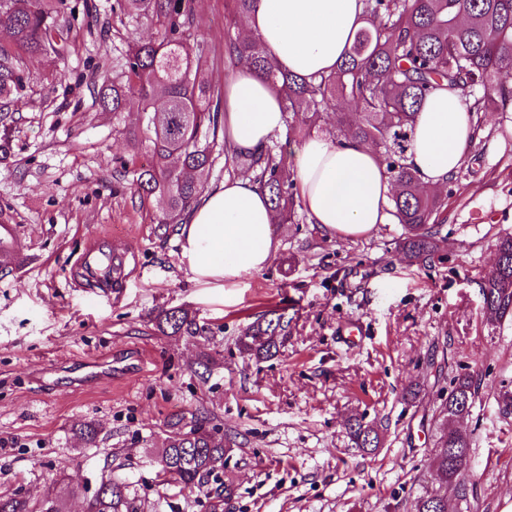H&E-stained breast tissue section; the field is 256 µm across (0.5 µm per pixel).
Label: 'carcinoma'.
<instances>
[{
	"label": "carcinoma",
	"mask_w": 512,
	"mask_h": 512,
	"mask_svg": "<svg viewBox=\"0 0 512 512\" xmlns=\"http://www.w3.org/2000/svg\"><path fill=\"white\" fill-rule=\"evenodd\" d=\"M259 0H229L228 20L250 14ZM366 26L354 36L336 69L311 77L285 72L256 35L227 28L225 56L233 68L246 67L285 95L288 131L303 138L326 132L335 142L366 141L378 149L382 165L398 184L392 209L403 227L399 249L421 265L434 261L438 223L445 200L425 191L409 162L413 121L425 98L446 86L457 91L477 119L495 102H512V88L498 82L512 73V0H363ZM65 0H0V20L9 39L0 42V102L19 100L27 87L26 60L41 56L53 64L65 59L60 15ZM120 22L146 20L155 30L147 40L130 39L112 66V85L101 87L100 105L119 115L133 105L137 125L125 130L132 145L151 153L147 166L138 156L122 163L136 192L159 195L160 224H173L199 203L204 173L214 166L224 132V94L208 74V57L194 27V0H115ZM353 103L358 111L349 112ZM238 173L253 177L268 195L274 222H295L299 192L294 175L274 145L232 157ZM484 309L490 317L512 318V234L498 238L496 260L483 276ZM156 327L169 336H202L205 330L182 309L159 311ZM285 313L269 310L245 329L240 352L257 361L274 356L288 338ZM479 385L473 375L455 379L441 413L450 423L470 412ZM357 448H377L378 429L363 419L348 423ZM472 438L445 426L433 448L439 487L418 500L417 512H448L444 493L455 484L465 491ZM224 433L194 421L172 424L162 447L147 463L177 494L224 484ZM90 512H137L134 485L112 471L102 475L88 502ZM0 512H63L62 501L32 503L17 491L0 496Z\"/></svg>",
	"instance_id": "cac0c4a2"
}]
</instances>
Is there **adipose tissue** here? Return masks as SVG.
<instances>
[{
	"instance_id": "ef3b65f1",
	"label": "adipose tissue",
	"mask_w": 512,
	"mask_h": 512,
	"mask_svg": "<svg viewBox=\"0 0 512 512\" xmlns=\"http://www.w3.org/2000/svg\"><path fill=\"white\" fill-rule=\"evenodd\" d=\"M364 24L362 0H260L245 20L281 67L300 76L335 69ZM414 125L410 160L426 186L441 187L464 163L475 119L443 87L425 99ZM285 126L284 98L267 83L245 68L225 81L228 149H259ZM294 175L310 223L328 237L359 238L393 219L394 185L369 145L311 137L295 152ZM178 243L196 282L223 288L262 271L277 248L266 195L247 177L225 178L179 226Z\"/></svg>"
}]
</instances>
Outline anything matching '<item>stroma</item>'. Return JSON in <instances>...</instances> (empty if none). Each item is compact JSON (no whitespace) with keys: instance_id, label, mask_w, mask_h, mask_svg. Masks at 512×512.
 <instances>
[{"instance_id":"1","label":"stroma","mask_w":512,"mask_h":512,"mask_svg":"<svg viewBox=\"0 0 512 512\" xmlns=\"http://www.w3.org/2000/svg\"><path fill=\"white\" fill-rule=\"evenodd\" d=\"M64 65L27 62L24 96L11 104L10 156L0 164V210L15 226L24 266L0 272V495L62 498L82 512L105 462L135 483L140 512H211V497L178 496L145 462L171 423L220 427L223 512H416L437 484L432 448L452 382L468 373L478 394L461 426L474 438L465 494L448 512H512V321H492L481 279L495 242L512 233V105L481 121L472 159L441 193L447 220L433 267L404 261L402 228L383 224L354 240L328 238L307 213L278 224L271 263L232 288L194 281L178 261L175 225L158 223L162 202L134 194L121 174L133 149L95 101L127 38L113 0H67ZM211 78L223 85L225 0H195ZM122 260L117 292L90 287V252ZM291 320L279 353L258 362L237 339L262 311ZM183 308L203 337L167 336L152 317ZM360 323L347 343L340 326ZM211 357L201 378L199 362ZM124 357V378L85 387L91 360ZM378 426L379 448L351 442L346 424ZM95 425L99 445L79 430Z\"/></svg>"}]
</instances>
